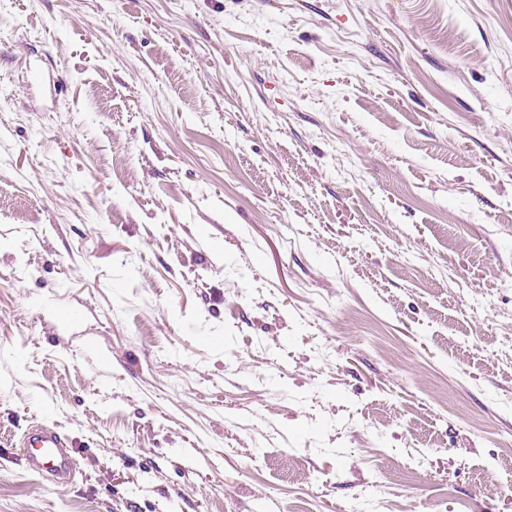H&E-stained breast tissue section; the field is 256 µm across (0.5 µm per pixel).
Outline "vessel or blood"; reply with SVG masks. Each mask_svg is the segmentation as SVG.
Listing matches in <instances>:
<instances>
[{"instance_id": "obj_1", "label": "vessel or blood", "mask_w": 512, "mask_h": 512, "mask_svg": "<svg viewBox=\"0 0 512 512\" xmlns=\"http://www.w3.org/2000/svg\"><path fill=\"white\" fill-rule=\"evenodd\" d=\"M22 446L29 469L55 483L74 478L77 464L72 455V443L55 427L44 423L32 425Z\"/></svg>"}]
</instances>
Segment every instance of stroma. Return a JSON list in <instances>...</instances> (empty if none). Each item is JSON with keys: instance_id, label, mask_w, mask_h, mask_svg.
Returning a JSON list of instances; mask_svg holds the SVG:
<instances>
[{"instance_id": "stroma-1", "label": "stroma", "mask_w": 512, "mask_h": 512, "mask_svg": "<svg viewBox=\"0 0 512 512\" xmlns=\"http://www.w3.org/2000/svg\"><path fill=\"white\" fill-rule=\"evenodd\" d=\"M0 512H512V0H0ZM29 469L55 483L71 481L77 464L72 455V442L55 427L44 423L31 426L22 441Z\"/></svg>"}]
</instances>
